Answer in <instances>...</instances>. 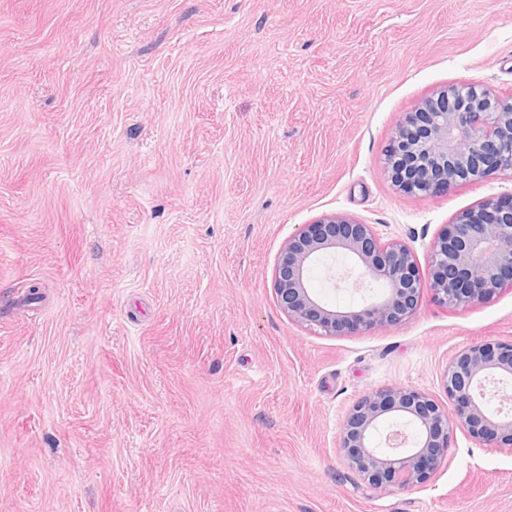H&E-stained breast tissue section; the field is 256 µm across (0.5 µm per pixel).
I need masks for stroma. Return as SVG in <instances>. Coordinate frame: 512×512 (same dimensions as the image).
<instances>
[{
  "mask_svg": "<svg viewBox=\"0 0 512 512\" xmlns=\"http://www.w3.org/2000/svg\"><path fill=\"white\" fill-rule=\"evenodd\" d=\"M469 83L512 96V0H0V512H512V450L465 429L392 493L340 450L369 391L447 403L461 348L512 339V287L339 336L274 292L297 225H371L424 272L512 193L383 172L406 113Z\"/></svg>",
  "mask_w": 512,
  "mask_h": 512,
  "instance_id": "obj_1",
  "label": "stroma"
}]
</instances>
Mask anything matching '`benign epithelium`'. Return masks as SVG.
Returning <instances> with one entry per match:
<instances>
[{"mask_svg":"<svg viewBox=\"0 0 512 512\" xmlns=\"http://www.w3.org/2000/svg\"><path fill=\"white\" fill-rule=\"evenodd\" d=\"M384 174L402 191L437 195L460 181L512 174V99L474 84L452 85L406 114L386 151ZM340 257L358 266V287L369 281L382 295L361 308L336 310L309 288L317 263ZM429 290L448 306L492 299L512 285V194L491 197L459 213L435 237ZM423 283L410 248L383 243L371 225L339 215L303 224L284 243L275 269V295L288 316L328 336L364 333L412 316ZM448 405L426 392L390 386L352 406L340 448L370 486L393 491L424 484L441 465L457 428L496 448H512V340L482 341L460 350L445 374ZM393 418L382 431L380 422Z\"/></svg>","mask_w":512,"mask_h":512,"instance_id":"obj_1","label":"benign epithelium"}]
</instances>
